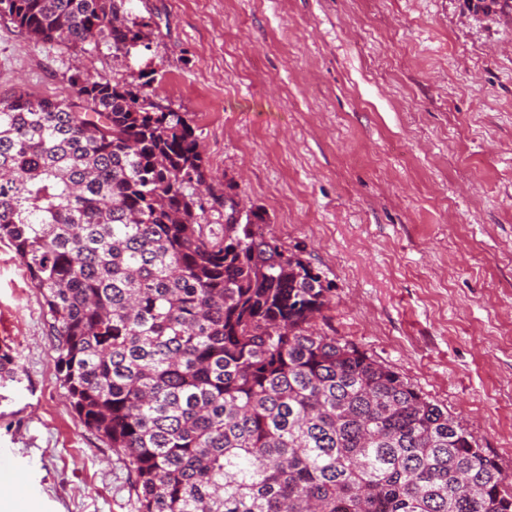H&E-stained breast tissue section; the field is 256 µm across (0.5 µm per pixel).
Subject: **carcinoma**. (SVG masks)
<instances>
[{
    "label": "carcinoma",
    "mask_w": 512,
    "mask_h": 512,
    "mask_svg": "<svg viewBox=\"0 0 512 512\" xmlns=\"http://www.w3.org/2000/svg\"><path fill=\"white\" fill-rule=\"evenodd\" d=\"M122 2L0 0V17L30 42L122 54L143 39ZM154 81L0 96V240L137 512H512V480L447 409L313 330L330 284L214 193L193 119ZM16 380L1 349L0 384Z\"/></svg>",
    "instance_id": "1"
}]
</instances>
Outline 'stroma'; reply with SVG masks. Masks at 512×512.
<instances>
[{"mask_svg":"<svg viewBox=\"0 0 512 512\" xmlns=\"http://www.w3.org/2000/svg\"><path fill=\"white\" fill-rule=\"evenodd\" d=\"M146 47L74 54L0 18V94L154 72L190 113L215 191L331 284L319 333L356 344L512 475V16L471 0H124ZM19 382L0 448L22 512H136L74 411L43 299L0 242V349Z\"/></svg>","mask_w":512,"mask_h":512,"instance_id":"obj_1","label":"stroma"}]
</instances>
